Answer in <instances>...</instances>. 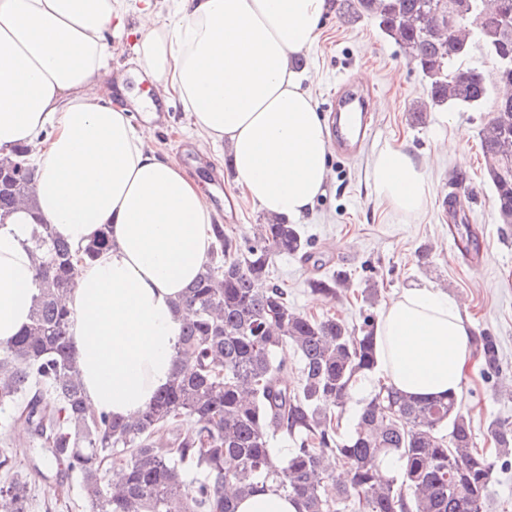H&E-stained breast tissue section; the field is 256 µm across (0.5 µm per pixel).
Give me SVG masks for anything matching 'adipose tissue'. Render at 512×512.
I'll return each instance as SVG.
<instances>
[{
    "instance_id": "obj_1",
    "label": "adipose tissue",
    "mask_w": 512,
    "mask_h": 512,
    "mask_svg": "<svg viewBox=\"0 0 512 512\" xmlns=\"http://www.w3.org/2000/svg\"><path fill=\"white\" fill-rule=\"evenodd\" d=\"M327 0H0V148L39 160L35 209L0 226V345L30 323L38 294L24 246L35 219L74 248L107 228L111 245L75 262L70 343L91 413L131 420L168 385L176 307L206 264L217 212L203 185L147 147L151 114L180 105L204 142L227 144L235 186L265 214L299 219L328 180L324 117L292 68L318 37ZM132 44L154 94L113 102L112 43ZM141 120H134L132 108ZM430 164L388 145L372 162L377 195L422 214ZM378 377L416 398L459 394L473 358L458 300L411 288L377 319Z\"/></svg>"
}]
</instances>
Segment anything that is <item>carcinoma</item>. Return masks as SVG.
Instances as JSON below:
<instances>
[{"label": "carcinoma", "mask_w": 512, "mask_h": 512, "mask_svg": "<svg viewBox=\"0 0 512 512\" xmlns=\"http://www.w3.org/2000/svg\"><path fill=\"white\" fill-rule=\"evenodd\" d=\"M343 18L375 21L425 77L432 108L478 109L495 96L508 122L488 121L480 141L499 223L512 224V94L489 78L484 60L512 57V0H331ZM468 21L452 34L448 20ZM28 150L0 158V225L30 201L35 167ZM211 257L178 303L176 368L132 423L90 415L69 332L75 258L109 244L101 230L81 250L36 224L29 239L39 294L30 323L0 347V409L12 408L51 457L80 480L88 512H235L233 497L272 490L298 512H493L498 464L512 460V425H488L495 454L474 445L469 415L455 396L418 399L374 385L347 431L340 423L356 385L376 368L375 318L359 333L334 316L304 314L272 277L277 257L307 253L297 225L277 217L240 243L213 225ZM342 273L313 283L328 297ZM300 357V382H282L286 347ZM481 372L498 370L496 337H476ZM282 434L292 446L273 448ZM14 444L0 448V512H29L32 482ZM238 461L224 471V458ZM120 470L109 481L106 461ZM193 467L205 473L186 480ZM233 491V497L224 490Z\"/></svg>", "instance_id": "obj_1"}]
</instances>
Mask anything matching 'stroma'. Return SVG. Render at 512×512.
I'll list each match as a JSON object with an SVG mask.
<instances>
[{"instance_id":"35a3bbf8","label":"stroma","mask_w":512,"mask_h":512,"mask_svg":"<svg viewBox=\"0 0 512 512\" xmlns=\"http://www.w3.org/2000/svg\"><path fill=\"white\" fill-rule=\"evenodd\" d=\"M296 67L321 114H328L339 78L350 77L367 91L376 134L352 160L330 155L325 191L297 222L310 242L313 259L279 257L274 263L276 277L297 310L317 317L336 315L352 329L361 325L366 314L380 313L389 298L406 289L436 288L462 299L474 333L495 336L499 345L498 372L486 377L479 368L469 369L458 395L472 419L477 448L493 450L489 423H512V394L504 391L512 384V224L497 219L480 148L479 131L491 116L490 106L468 111L434 108L424 122H415V105L426 98L422 73L373 21L347 22L332 9L321 22L316 44L300 56ZM167 116L166 123L156 129L154 147L198 178L207 196L235 198L234 218L224 230L243 239L252 225L263 223V212L239 198L223 149L210 145L199 150L188 115L180 107H169ZM457 136L465 151L461 159L440 151L443 142ZM388 145L403 146L419 159H437L430 172L431 198L419 217L396 215L375 192L372 160ZM455 172L462 174L461 187L468 195L461 222L479 233V251L474 256L461 254L457 234L448 229L443 201ZM336 272L348 275V290L313 305L311 282ZM368 288L377 291L370 304L362 300ZM18 466L32 480L30 512H50L56 499L46 494L49 486L56 492L68 491L71 512H85L79 505L77 477L47 460L44 450L20 447Z\"/></svg>"}]
</instances>
